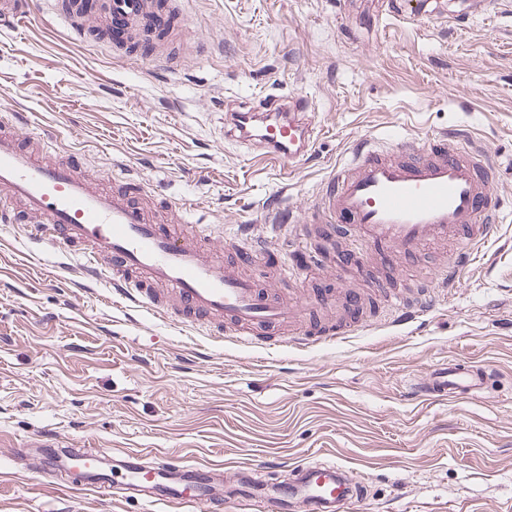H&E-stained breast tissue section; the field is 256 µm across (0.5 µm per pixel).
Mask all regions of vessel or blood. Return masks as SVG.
Here are the masks:
<instances>
[{
	"label": "vessel or blood",
	"instance_id": "b4317fda",
	"mask_svg": "<svg viewBox=\"0 0 512 512\" xmlns=\"http://www.w3.org/2000/svg\"><path fill=\"white\" fill-rule=\"evenodd\" d=\"M29 0H0V25L24 19ZM115 40L139 41L146 56L155 51L149 31L168 28L170 13L144 12V0H107ZM311 105L295 97L270 96L263 109L240 107L225 113L241 140L258 144L271 158L292 165L310 153L315 129ZM408 157L394 161L364 142L350 160L330 176L316 208L334 218L369 251L409 254L425 244L464 233L466 249L475 253L495 236L494 218L500 205L491 188L492 171L485 152L462 150L456 135L440 134L424 143H407ZM136 180L106 184L82 170L77 153L42 162L17 123L0 124V221L10 222L12 205L35 217L37 240L79 255L80 270L108 278L120 300L186 325L202 322L214 338L232 334L252 345L257 337L289 335L297 326L302 336L321 333L317 303L288 302L278 291L243 277L239 266L256 253L235 246L233 260H224L216 247L203 243L198 228L156 222L137 194ZM344 318L335 333L344 336L361 324L364 298L345 294ZM302 336L291 337L300 344ZM485 365L454 361L429 378L413 383L416 398L454 397L481 388ZM103 454L94 448H47L39 470L51 479L68 474V492L113 495L112 477L103 471ZM116 467L126 482L122 499L168 504L181 512H224L225 501L242 512H348L364 495L336 463L295 464L288 480L274 495L255 486L257 465L236 463V487L217 490L223 472L216 466L188 463L140 450L125 453Z\"/></svg>",
	"mask_w": 512,
	"mask_h": 512
}]
</instances>
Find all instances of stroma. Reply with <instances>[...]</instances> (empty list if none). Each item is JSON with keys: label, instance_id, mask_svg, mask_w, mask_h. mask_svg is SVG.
Returning <instances> with one entry per match:
<instances>
[{"label": "stroma", "instance_id": "1", "mask_svg": "<svg viewBox=\"0 0 512 512\" xmlns=\"http://www.w3.org/2000/svg\"><path fill=\"white\" fill-rule=\"evenodd\" d=\"M75 37L37 0L25 24L0 27V106L48 155L80 152L84 169L136 177L171 219L217 241L263 247L247 274L302 297L362 288L394 273L393 292L428 282L433 307L409 322L384 295L348 335L308 346L246 347L113 301L107 280L79 281L80 258L33 247L29 221L0 223V512H172L62 492L40 478L41 435L176 460L289 465L331 460L367 485L350 512H512V0L430 19L377 14L371 0H178L159 42L166 58L118 47L102 0ZM271 94L314 106L311 155L282 167L224 132L234 103ZM464 133L485 149L501 204L496 238L453 288L456 237L409 260L361 256L340 230L300 226L336 165L362 139L404 142ZM291 222L276 223L279 209ZM488 364L482 391L435 401L407 394L448 361Z\"/></svg>", "mask_w": 512, "mask_h": 512}]
</instances>
